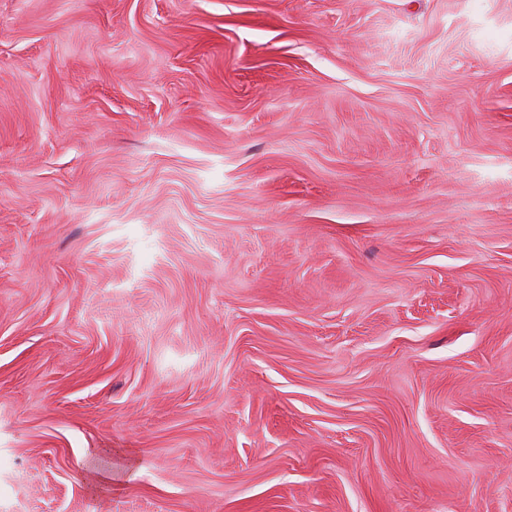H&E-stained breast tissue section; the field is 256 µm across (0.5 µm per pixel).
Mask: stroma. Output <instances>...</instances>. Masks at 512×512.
<instances>
[{
	"mask_svg": "<svg viewBox=\"0 0 512 512\" xmlns=\"http://www.w3.org/2000/svg\"><path fill=\"white\" fill-rule=\"evenodd\" d=\"M0 512H512V0H0ZM110 455L111 453L105 451H95L92 453L93 462L83 474V479L86 483H89L92 487H97L107 480L105 478L107 476L105 469L110 466V463H108Z\"/></svg>",
	"mask_w": 512,
	"mask_h": 512,
	"instance_id": "1",
	"label": "stroma"
}]
</instances>
